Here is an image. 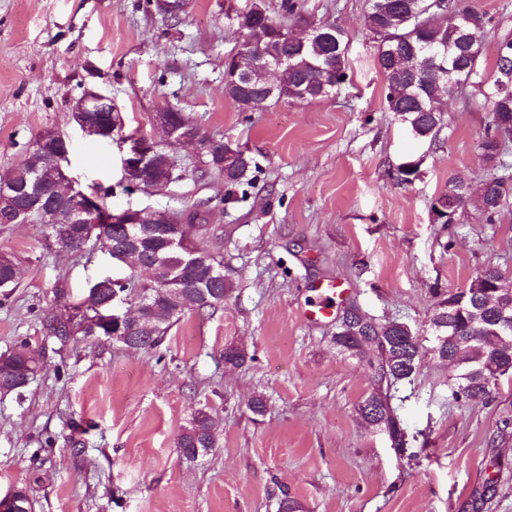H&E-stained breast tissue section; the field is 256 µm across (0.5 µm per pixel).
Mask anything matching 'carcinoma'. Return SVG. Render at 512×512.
Masks as SVG:
<instances>
[{"instance_id":"carcinoma-1","label":"carcinoma","mask_w":512,"mask_h":512,"mask_svg":"<svg viewBox=\"0 0 512 512\" xmlns=\"http://www.w3.org/2000/svg\"><path fill=\"white\" fill-rule=\"evenodd\" d=\"M455 15L472 16L478 22L473 29L476 35L473 47L464 46L462 29L450 22ZM240 18L239 13L232 18L239 31V50L254 58L259 55L287 58L292 76L288 94L294 100L303 102L328 97L345 82L350 44L348 31L336 28L332 43L321 40L296 43L281 39L280 30L309 23L304 0H286L280 15L268 12L266 17H258L259 34L239 26ZM362 26L377 43V63L387 77L386 110L400 116L415 136L435 140L443 127L448 97L473 78L478 79L480 85L484 83L479 71L483 16L461 6L460 0H368ZM429 48L437 51L438 59L447 63L455 56L462 58L461 69L452 75L453 87L446 88L443 80L423 81L418 77L419 68L430 61ZM250 80V86L262 96L264 105L283 100V90L272 92L268 89L263 69L252 68ZM485 98L489 110L485 135L478 144L481 152L486 143L497 137L506 141L512 138V87H504L496 79ZM36 143L38 140H32L24 158L0 174L1 182L19 190L30 188L39 163L34 149ZM483 160L496 173L486 178L483 184L485 207L481 208V214L485 223L495 224L512 206V183L505 181L512 166L496 161L490 155L483 156ZM206 165L212 173L224 179V186L228 188L251 183L248 175L252 172V159L248 156L233 169H222L209 155ZM66 197H72L70 181L57 178L49 169H44L43 200L58 201ZM184 214L183 210L172 211L169 221L177 226L179 241L189 243L198 251L197 270L189 272L181 266L182 249H165L162 241L154 236L144 239L129 254L127 275L119 290L133 297L134 304L150 308V317L140 332L139 341L130 346L134 351L157 348L168 330L188 312L217 311L233 289L230 280L212 282L209 289L217 292L220 298L210 302L204 300L200 288L160 293V286L178 273L199 280L210 266L224 265L221 252L204 249L199 244L208 231L207 225L181 224L179 220ZM29 223L40 225L61 250L73 255L85 254L80 242L70 232L71 225L44 224L36 215L29 219ZM93 228L87 246L112 256L113 234L118 225L101 223ZM19 275L20 269L14 259L0 263L1 297L11 296ZM503 314L512 317V278L496 269H487L466 287L444 295L430 319V326L438 328L431 337L415 330L413 338L408 339L405 322L378 323L367 315L363 316L368 322L364 329L351 324L339 326L334 336L336 347L365 362L374 378L372 391L358 405L360 418L368 426L385 432L397 451L404 450L407 435L392 400L398 385L411 380L422 357L427 355L456 367L452 388L456 401L466 404L491 397L498 387V378L512 377V333H502L498 325ZM42 328L46 335L62 341L73 335L75 329L70 320L54 317L43 319ZM40 369L41 361L24 344L0 354V393L22 394L28 385L27 378L34 377ZM216 430V417L208 411H198L180 436L182 454L193 459V448H214Z\"/></svg>"}]
</instances>
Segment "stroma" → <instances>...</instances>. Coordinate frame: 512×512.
<instances>
[{
    "instance_id": "1",
    "label": "stroma",
    "mask_w": 512,
    "mask_h": 512,
    "mask_svg": "<svg viewBox=\"0 0 512 512\" xmlns=\"http://www.w3.org/2000/svg\"><path fill=\"white\" fill-rule=\"evenodd\" d=\"M144 2L0 0V172L56 128L71 141L70 175L85 192L108 190L113 212L208 201L217 235L202 244H222L233 291L150 351L103 337L63 343L42 334L43 318L76 314L111 261L60 251L38 225L0 224V253L21 268L0 304V354L25 343L45 364L22 395L0 396V498L27 487L34 512H281L287 500L299 512H512V426L502 425L512 379L462 406L454 369L424 358L395 397L410 438L402 455L356 412L371 372L337 349L336 320L303 318L317 287L335 283L344 306L424 330L443 292L487 268L512 274V211L496 224L472 205L452 224L431 213L449 181L490 174L478 89L449 101L436 141L415 138L386 110L387 79L361 29L367 0H305L310 18L351 34L346 83L244 112L224 99L238 45L227 17L253 0H185L176 21ZM463 2L486 19L480 71L493 78L512 0ZM87 88L111 97L120 139L91 141L72 122ZM166 107L244 150L252 183L230 193L218 177L198 179L196 149L171 145L174 181L127 189L120 140L151 133ZM406 162L415 172L403 183ZM62 278L70 294L59 299ZM228 346L245 349L242 367L225 365ZM258 394L261 416L247 407ZM201 410L220 421L217 444L189 460L178 438Z\"/></svg>"
}]
</instances>
